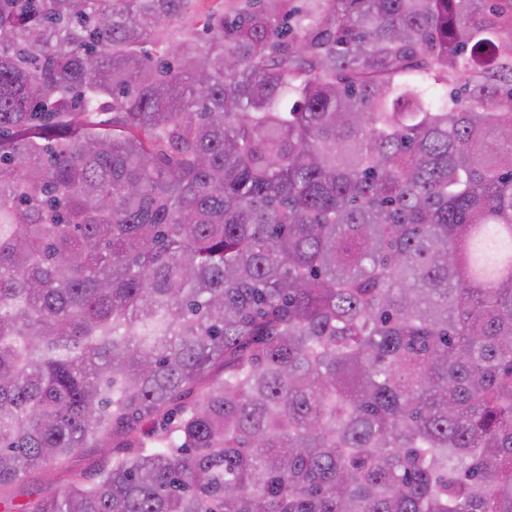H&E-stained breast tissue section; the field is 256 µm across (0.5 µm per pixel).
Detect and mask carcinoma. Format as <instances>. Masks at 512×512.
I'll return each mask as SVG.
<instances>
[{
  "mask_svg": "<svg viewBox=\"0 0 512 512\" xmlns=\"http://www.w3.org/2000/svg\"><path fill=\"white\" fill-rule=\"evenodd\" d=\"M197 2L0 0V512H512V0ZM97 459L95 448H82L67 456L63 468L69 473L88 474L92 471V465Z\"/></svg>",
  "mask_w": 512,
  "mask_h": 512,
  "instance_id": "carcinoma-1",
  "label": "carcinoma"
}]
</instances>
